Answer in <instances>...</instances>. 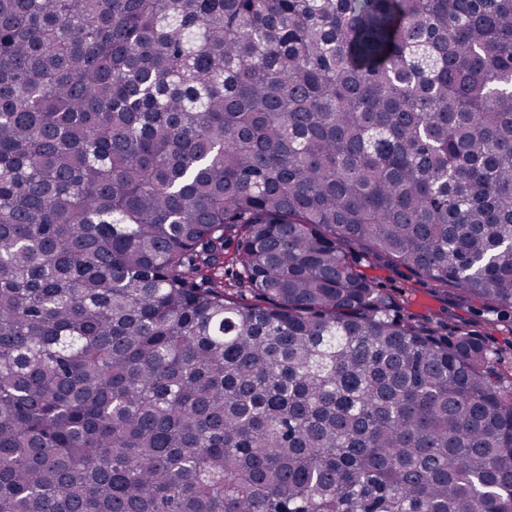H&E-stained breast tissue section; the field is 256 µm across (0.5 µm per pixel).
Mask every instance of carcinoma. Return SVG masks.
Returning <instances> with one entry per match:
<instances>
[{
	"label": "carcinoma",
	"mask_w": 512,
	"mask_h": 512,
	"mask_svg": "<svg viewBox=\"0 0 512 512\" xmlns=\"http://www.w3.org/2000/svg\"><path fill=\"white\" fill-rule=\"evenodd\" d=\"M356 249L512 309V0H0V512H512Z\"/></svg>",
	"instance_id": "1"
}]
</instances>
